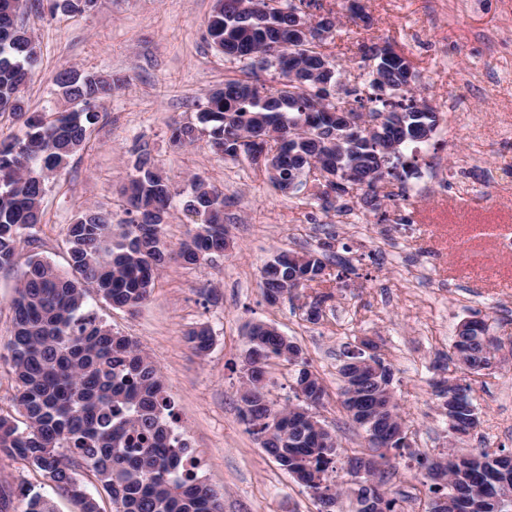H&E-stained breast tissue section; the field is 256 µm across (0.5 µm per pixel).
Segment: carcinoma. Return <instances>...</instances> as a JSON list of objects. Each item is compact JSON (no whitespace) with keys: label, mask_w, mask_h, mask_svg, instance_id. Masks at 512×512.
<instances>
[{"label":"carcinoma","mask_w":512,"mask_h":512,"mask_svg":"<svg viewBox=\"0 0 512 512\" xmlns=\"http://www.w3.org/2000/svg\"><path fill=\"white\" fill-rule=\"evenodd\" d=\"M22 0H0V115L23 121V137L0 140V269L16 265L19 246L42 220V203L49 175L67 164L99 119L101 102L112 95L119 78L64 69L55 84L72 109L52 119L27 114L22 90L40 62V48L18 23ZM318 0H215L205 26L209 45L236 62L242 78H229L199 106L194 123H175L170 141L191 146L207 136L211 149L235 160L237 139L261 137L270 129L285 131L273 164L298 179L319 161L339 165L342 181L336 194L358 190L360 205L382 208L391 194L380 185L401 179L398 166L405 151L430 142L439 126V112L415 89L419 75L409 63L396 65L389 46L360 48V68L367 71L369 91L348 92L347 112L370 115L398 112V124L384 140L357 132L327 118L337 111L336 88L341 71L323 50L325 31L341 25L335 14L315 15ZM318 17L309 36L300 41L291 29L294 16ZM274 69L271 80L260 73ZM316 74L302 85L291 79L294 69ZM133 171L125 188L123 224L97 208L81 210L65 231L71 273L31 257L21 272L15 295L10 336L4 341L5 360L17 383L15 407L24 427L0 413V452L16 455L81 504V512H101L99 502L81 484L80 471L95 480L116 506V512H222L221 493L198 476L199 460L185 442L171 438L177 416L164 390L161 373L136 341L107 325L86 309L88 289L108 305L126 310L141 306L169 252L163 225L173 202L171 185L150 154L133 150ZM183 209L195 217L190 238L178 256L186 266L224 253V197L197 177L185 196ZM290 278L310 271L325 272L334 262L343 278L347 260L336 255L333 237L314 249L281 251ZM263 362L288 360L286 337L249 328ZM199 354L212 348L206 327L186 334ZM472 341L467 358L477 366L487 359L491 343ZM261 367L252 368L250 387L239 395V412L261 447L300 485L308 488L321 509L341 512L336 496L343 489L328 484L339 456L336 435L314 427L315 399L288 411L257 386ZM367 448L347 459V474L372 467L373 491L383 496V512H402L404 498L385 488L392 468L390 454L406 449L393 435L385 448L366 438ZM431 481L426 512L442 496L458 493L473 512H494L480 496L484 482H496L512 495V455L481 451L475 455L417 458Z\"/></svg>","instance_id":"1"}]
</instances>
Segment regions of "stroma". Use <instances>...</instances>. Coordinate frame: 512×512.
<instances>
[{"label":"stroma","mask_w":512,"mask_h":512,"mask_svg":"<svg viewBox=\"0 0 512 512\" xmlns=\"http://www.w3.org/2000/svg\"><path fill=\"white\" fill-rule=\"evenodd\" d=\"M369 23L344 22L325 49L343 70L345 90L363 78L361 45L388 42L420 73L417 93L436 110L458 101L460 130L440 124L417 154L408 184L424 189L387 202L386 222L354 208L351 217L310 210L276 190L246 159L224 160L205 142L179 148L169 140L176 122L195 121L199 104L225 77L239 76L204 39L214 0H97L81 15L50 14L47 0L25 8L22 23L41 48L40 64L24 91L30 111L65 108L54 77L78 68L122 78L104 100L85 146L47 185L43 220L23 243L19 260L36 256L64 265L65 229L86 207L122 220V187L133 145L144 146L175 191L200 176L226 198L231 247L194 266L172 259L160 270L150 299L138 311L88 305L115 330L131 336L160 367L199 475L223 494L224 512H318L297 484L247 432L239 414V371L250 325L276 326L301 350L297 366L275 360L267 393L277 404L292 395L296 367L317 373L327 395L317 414L336 434L341 455L366 446L365 434L342 406L338 367L345 351L369 339L392 365V388L413 441L396 458L390 489L406 496L405 512H424L430 482L414 455L488 448L512 454V252L475 226L512 233V0H360ZM335 235L337 255L353 268L327 282L269 304L259 271L277 250L302 251ZM327 295L325 316L313 324L302 309L309 294ZM486 323L503 347L492 368L472 373L454 356L458 325ZM207 326L208 354L186 343L187 330ZM452 376L471 387L480 425L454 440L433 383ZM0 483L15 495L9 512H25L22 490L51 498L56 512L77 503L26 461L0 453Z\"/></svg>","instance_id":"obj_1"}]
</instances>
